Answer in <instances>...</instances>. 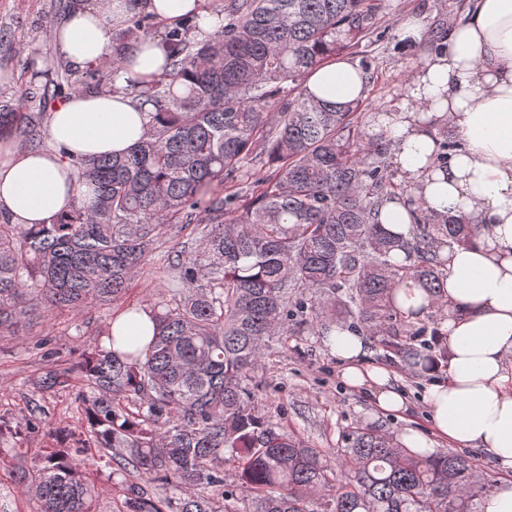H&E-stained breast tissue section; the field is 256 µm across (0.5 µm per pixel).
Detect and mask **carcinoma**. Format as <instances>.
Instances as JSON below:
<instances>
[{
	"mask_svg": "<svg viewBox=\"0 0 512 512\" xmlns=\"http://www.w3.org/2000/svg\"><path fill=\"white\" fill-rule=\"evenodd\" d=\"M386 2L224 0L205 42L192 37L195 16L163 27L142 10L112 39L109 66L89 65L79 81L66 67L36 72L41 85L21 82L17 107L0 105V139L40 150L35 128L51 99L115 88L129 45L164 30L165 74L130 84L153 115L139 145L74 161L82 192L69 213L30 226L0 220V330L35 297L51 308L119 298L163 231L198 235L196 250L168 260L174 288L152 308V340L142 347L129 336L125 352L97 347L86 357L89 437L70 432L73 444L37 454L27 485L42 512H94L93 449L123 475L180 491L156 499L132 483L128 512H233L226 465L253 512H473L484 485L474 458L414 453L372 428L345 435L343 448H316L255 402L254 373L273 345L338 322L389 356L414 363L423 348L431 363H448L447 349L425 340L438 332L409 319L396 289L413 281L442 295L438 244H468L474 227L421 208L396 180L391 141L362 132L359 103L320 101L305 84L373 38ZM264 156L275 174L244 199L243 168ZM404 197L413 206L406 238L378 221ZM395 251L409 263H392Z\"/></svg>",
	"mask_w": 512,
	"mask_h": 512,
	"instance_id": "carcinoma-1",
	"label": "carcinoma"
}]
</instances>
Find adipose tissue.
I'll return each mask as SVG.
<instances>
[{
	"label": "adipose tissue",
	"mask_w": 512,
	"mask_h": 512,
	"mask_svg": "<svg viewBox=\"0 0 512 512\" xmlns=\"http://www.w3.org/2000/svg\"><path fill=\"white\" fill-rule=\"evenodd\" d=\"M173 25L189 14L203 31L216 19L204 0H141L137 5ZM132 0H96L78 5L52 31L58 54L72 68L103 64L112 55L108 34L122 27ZM446 51L423 56L403 83L400 100L377 124L393 141L392 161L401 179L416 187L425 210L463 218L476 229L469 245L446 246L445 288L432 298L409 282L397 292L411 320L440 311L448 365L436 373L427 363L424 400L436 436L448 444L482 451L498 483L483 512H512V0H473L465 20L450 24ZM144 83L163 73L165 52L148 38L127 55ZM306 86L317 98L348 104L365 97L360 66L349 60L317 68ZM152 119L118 89L69 95L57 104L47 127L50 148L30 151L0 143V217L13 224H44L69 212L78 195L71 160L128 154ZM463 140L458 152L440 159V128ZM116 350L125 336L148 343L153 314L134 309L111 325ZM324 344L353 388L368 387L379 408L404 409L390 370L367 363L360 330L332 326Z\"/></svg>",
	"instance_id": "obj_1"
}]
</instances>
